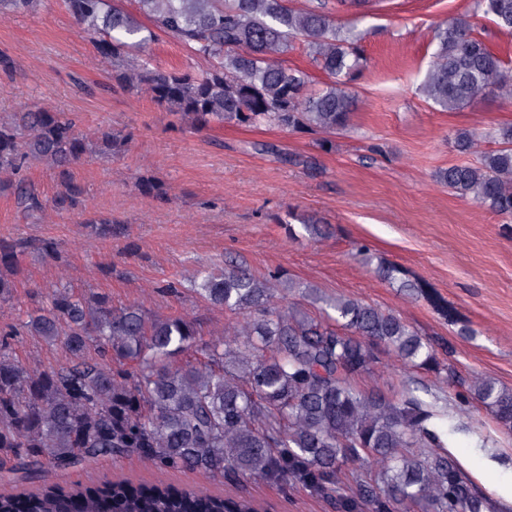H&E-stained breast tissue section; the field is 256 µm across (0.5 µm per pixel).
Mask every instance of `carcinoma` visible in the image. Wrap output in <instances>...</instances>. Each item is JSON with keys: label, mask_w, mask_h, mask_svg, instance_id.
I'll list each match as a JSON object with an SVG mask.
<instances>
[{"label": "carcinoma", "mask_w": 512, "mask_h": 512, "mask_svg": "<svg viewBox=\"0 0 512 512\" xmlns=\"http://www.w3.org/2000/svg\"><path fill=\"white\" fill-rule=\"evenodd\" d=\"M40 0H0V14H27ZM67 11L110 62L112 78L202 126L235 121L249 127L309 130L316 146L347 129L349 85L363 67L360 33L336 26L321 6L295 9L288 0H64ZM477 11L512 33V0H477ZM146 18L147 27L140 22ZM162 32L209 63L198 72L164 70L132 49ZM301 41L328 77L308 89L309 75L282 56ZM419 92L443 112L488 98L512 101V69L475 34L469 17H453L435 33ZM452 147L474 162L436 172L462 197L512 216V122L483 133L458 129ZM86 150L76 121L36 110L0 121V175L16 182L17 203L45 208L21 178L32 161L67 174ZM311 237L328 226L298 217ZM19 270L13 247L0 240V297ZM375 275L410 294L424 291L398 265ZM201 297L246 319L201 347L204 360L172 359L194 347L196 330L183 318L114 309L99 295L57 288L35 315L0 331V470L46 462L69 470L100 456L137 454L161 468L202 470L229 480L301 483L333 501L336 512H492L493 501L447 451L448 439L474 426L460 421L477 404L512 433V388L492 378H461L438 350L400 315L345 296L320 294L310 283L274 271L253 274L244 262L191 277ZM320 303L311 315L288 298ZM59 341L70 361L31 370L13 356L8 337L19 329ZM100 357L89 359V344ZM382 346L405 366L433 374L446 388L426 400L403 385L390 400L353 386L374 372ZM137 365L132 371L128 363ZM376 461L378 469L369 465ZM0 512H258L246 495L224 498L197 488L128 481L86 486L43 484L33 492L0 494Z\"/></svg>", "instance_id": "obj_1"}]
</instances>
